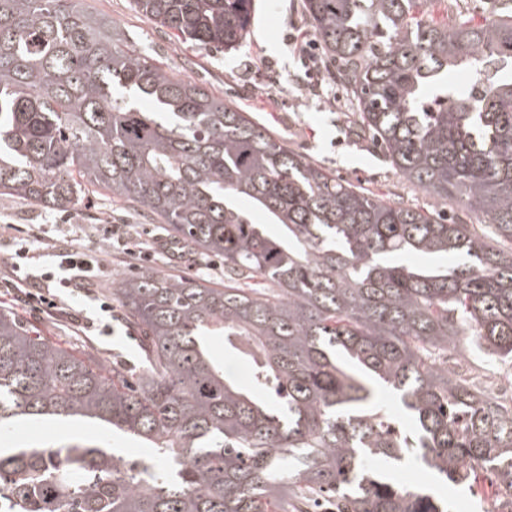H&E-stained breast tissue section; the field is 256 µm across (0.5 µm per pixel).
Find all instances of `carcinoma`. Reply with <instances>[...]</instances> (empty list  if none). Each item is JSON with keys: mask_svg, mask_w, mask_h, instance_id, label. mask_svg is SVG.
I'll return each mask as SVG.
<instances>
[{"mask_svg": "<svg viewBox=\"0 0 512 512\" xmlns=\"http://www.w3.org/2000/svg\"><path fill=\"white\" fill-rule=\"evenodd\" d=\"M83 0H0V194L68 210L96 186L224 259V284L147 272L113 295L136 373L0 311V428L86 418L139 439L0 446V512H448L370 463L412 457L512 512V401L441 355L512 360V0L476 23L443 0H305L357 125L396 174L454 191L491 234L382 202L130 49ZM184 41L234 49L252 0H134ZM484 78L462 93L448 73ZM280 228L268 234L242 206ZM458 259L411 265L406 255ZM246 362L224 370L211 339ZM395 397L404 429L375 390Z\"/></svg>", "mask_w": 512, "mask_h": 512, "instance_id": "carcinoma-1", "label": "carcinoma"}]
</instances>
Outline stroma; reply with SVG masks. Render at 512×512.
I'll list each match as a JSON object with an SVG mask.
<instances>
[{"label":"stroma","mask_w":512,"mask_h":512,"mask_svg":"<svg viewBox=\"0 0 512 512\" xmlns=\"http://www.w3.org/2000/svg\"><path fill=\"white\" fill-rule=\"evenodd\" d=\"M305 0H253L250 25L242 45L232 50L185 44L170 31L157 27L133 7V0H85L86 7L111 19L128 47L145 53L177 77L203 86L224 97L230 105L248 112L286 148L305 154L318 167L361 186L375 198L399 201L424 210H450L464 224H480L483 217L457 196L434 200L421 188L402 181L380 148L369 136L359 134L353 122V103L329 68L311 74L292 47L288 36L310 32ZM101 224H128L143 238L166 241L164 225L144 218L131 205L88 187L70 210L55 211L21 198L0 195V272L15 257L19 238L29 232L50 237L63 248L83 251L95 243ZM179 273L197 279L191 259L177 262L159 257L145 264L138 259L104 253L96 282L103 295H111L113 282L143 272ZM206 281L223 283L224 261L202 275ZM0 307L11 310L29 329L75 352L92 351L103 364L120 362L139 366L141 348L137 336L125 325L115 324L109 336L81 332L68 320L48 318L25 311L0 294ZM463 371L478 386L494 393L500 378L512 379V362L470 345L459 360ZM84 439L107 442L125 457L142 455L140 442L102 431L78 419L55 424L15 420L0 432V444L63 445Z\"/></svg>","instance_id":"stroma-1"}]
</instances>
